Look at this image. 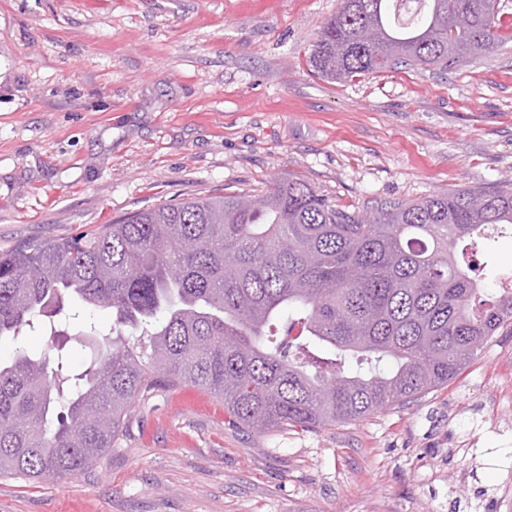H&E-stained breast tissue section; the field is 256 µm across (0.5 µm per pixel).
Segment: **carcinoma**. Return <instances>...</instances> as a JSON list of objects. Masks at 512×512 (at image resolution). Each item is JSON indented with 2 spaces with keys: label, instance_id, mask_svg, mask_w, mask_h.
Here are the masks:
<instances>
[{
  "label": "carcinoma",
  "instance_id": "1",
  "mask_svg": "<svg viewBox=\"0 0 512 512\" xmlns=\"http://www.w3.org/2000/svg\"><path fill=\"white\" fill-rule=\"evenodd\" d=\"M499 2L341 0L310 66L331 82L446 73L512 38L491 25ZM500 237L512 181L364 216L290 174L21 242L0 253V338L73 335L93 353L80 373L59 344L0 363V474L78 475L163 385L191 383L256 429L362 419L445 386L512 327V268L476 274Z\"/></svg>",
  "mask_w": 512,
  "mask_h": 512
}]
</instances>
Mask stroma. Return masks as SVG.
Returning <instances> with one entry per match:
<instances>
[{
	"label": "stroma",
	"instance_id": "35a3bbf8",
	"mask_svg": "<svg viewBox=\"0 0 512 512\" xmlns=\"http://www.w3.org/2000/svg\"><path fill=\"white\" fill-rule=\"evenodd\" d=\"M340 0H0V252L295 174L365 211L512 178V41L446 73L328 82ZM512 330L403 406L242 426L188 384L137 399L77 476H0V512H494Z\"/></svg>",
	"mask_w": 512,
	"mask_h": 512
}]
</instances>
